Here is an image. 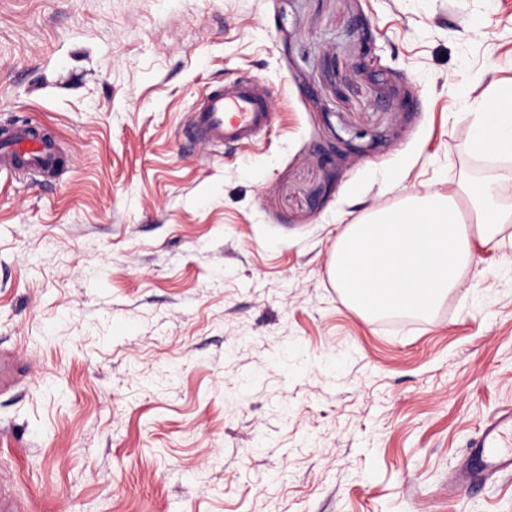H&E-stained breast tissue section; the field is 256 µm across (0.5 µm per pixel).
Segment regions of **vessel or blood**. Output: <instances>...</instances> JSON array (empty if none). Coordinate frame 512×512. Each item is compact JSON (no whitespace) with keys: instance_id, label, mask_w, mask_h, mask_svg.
Masks as SVG:
<instances>
[{"instance_id":"obj_1","label":"vessel or blood","mask_w":512,"mask_h":512,"mask_svg":"<svg viewBox=\"0 0 512 512\" xmlns=\"http://www.w3.org/2000/svg\"><path fill=\"white\" fill-rule=\"evenodd\" d=\"M272 112L259 90L257 77L248 76L233 86L205 88L185 128L194 144L211 149L257 141L269 128ZM55 145L28 121L17 120L0 134V172L39 174L57 169ZM470 480L512 472V406L488 420L469 443Z\"/></svg>"}]
</instances>
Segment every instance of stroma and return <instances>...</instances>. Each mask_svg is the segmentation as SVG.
<instances>
[{"label":"stroma","mask_w":512,"mask_h":512,"mask_svg":"<svg viewBox=\"0 0 512 512\" xmlns=\"http://www.w3.org/2000/svg\"><path fill=\"white\" fill-rule=\"evenodd\" d=\"M246 74L260 143H186ZM493 81L512 0H0V124L68 165L0 172V470L31 512H512V475L452 483L512 405V222L425 318L328 274L369 209L497 180L468 150Z\"/></svg>","instance_id":"35a3bbf8"}]
</instances>
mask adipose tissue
Here are the masks:
<instances>
[{
  "instance_id": "adipose-tissue-1",
  "label": "adipose tissue",
  "mask_w": 512,
  "mask_h": 512,
  "mask_svg": "<svg viewBox=\"0 0 512 512\" xmlns=\"http://www.w3.org/2000/svg\"><path fill=\"white\" fill-rule=\"evenodd\" d=\"M469 151L512 160V84L491 86L489 103L474 115ZM494 198L493 183L466 180L458 193H429L378 210L346 226L331 254L329 276L364 316L391 310L429 314L475 262L473 238L490 243L512 219ZM465 200L471 204L467 220Z\"/></svg>"
}]
</instances>
